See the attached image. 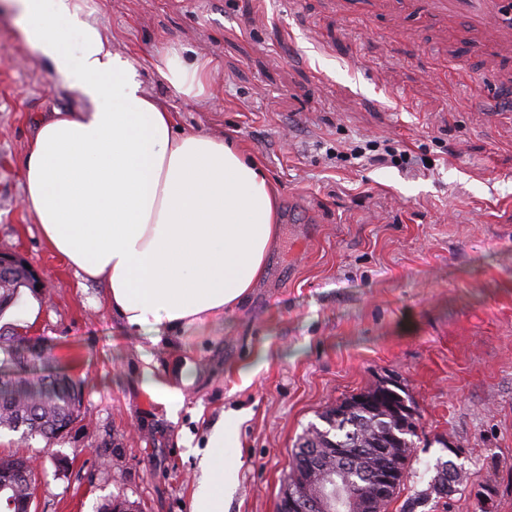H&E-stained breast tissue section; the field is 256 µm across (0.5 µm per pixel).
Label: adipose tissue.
<instances>
[{
    "label": "adipose tissue",
    "instance_id": "obj_1",
    "mask_svg": "<svg viewBox=\"0 0 512 512\" xmlns=\"http://www.w3.org/2000/svg\"><path fill=\"white\" fill-rule=\"evenodd\" d=\"M18 37L76 104L40 117L23 159V197L46 245L101 281L123 326L153 344L222 318L263 276L279 194L234 145L178 131L86 0H6ZM178 92L206 93L207 64L170 50ZM235 420L215 426L192 512H224L236 480Z\"/></svg>",
    "mask_w": 512,
    "mask_h": 512
}]
</instances>
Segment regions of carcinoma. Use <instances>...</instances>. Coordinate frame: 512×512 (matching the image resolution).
I'll use <instances>...</instances> for the list:
<instances>
[{"label":"carcinoma","mask_w":512,"mask_h":512,"mask_svg":"<svg viewBox=\"0 0 512 512\" xmlns=\"http://www.w3.org/2000/svg\"><path fill=\"white\" fill-rule=\"evenodd\" d=\"M25 281L16 279L8 288H0V312L10 306ZM25 336L0 335V429L19 432L25 439L40 436L51 441L58 430L72 425L80 415L82 393L79 383L64 374L10 378L4 369L14 366L13 358L25 350ZM324 427L308 426L298 437L292 452L288 482L315 461L338 469L341 485L332 489L331 500L341 497L348 487L364 489L368 483L372 458L364 453L346 468L333 458L312 455L311 449L327 447L334 441L338 448L389 449L386 468L393 483L381 501L367 499L363 512H389L407 482L413 461L417 430L406 426L419 421L416 401L400 380L375 381L368 388L344 397L326 407L319 415ZM31 459L18 454L0 457V512H31L34 497ZM462 481L461 470L452 461H437L436 476L429 488L410 500L409 512L425 507L432 498L443 499ZM103 512H140L139 505L116 495Z\"/></svg>","instance_id":"cac0c4a2"}]
</instances>
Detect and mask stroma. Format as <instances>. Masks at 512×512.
<instances>
[{"instance_id":"35a3bbf8","label":"stroma","mask_w":512,"mask_h":512,"mask_svg":"<svg viewBox=\"0 0 512 512\" xmlns=\"http://www.w3.org/2000/svg\"><path fill=\"white\" fill-rule=\"evenodd\" d=\"M89 4L181 129L232 138L266 170L281 227L264 275L223 318L165 345L127 332L104 285L80 282L23 203L35 117L76 98L0 13V251L43 274L45 289L19 293L39 304L25 333L82 383L81 417L52 442L0 432V454L36 459V512H99L118 493L142 512H191L199 453L228 417L240 446L224 512H277L298 436L387 373L420 414L390 512L440 458L463 482L417 512H480L492 474L495 512H512V26L489 33L436 0ZM171 49L208 61L207 98L159 74ZM356 146L422 162L337 158ZM147 366L180 387L177 414L143 389ZM105 447L121 451L107 466Z\"/></svg>"}]
</instances>
